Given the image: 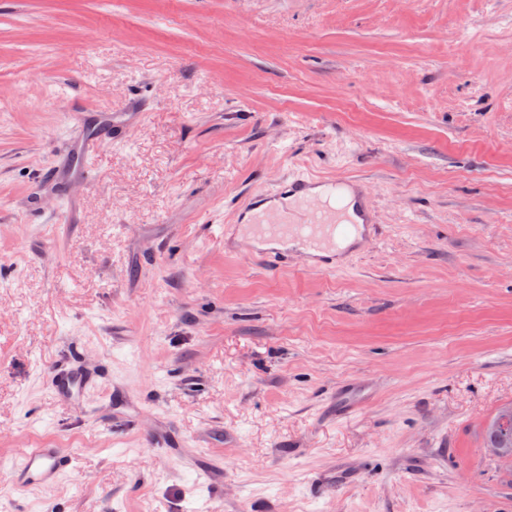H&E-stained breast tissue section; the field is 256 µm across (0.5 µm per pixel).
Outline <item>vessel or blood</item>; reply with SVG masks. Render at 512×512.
I'll use <instances>...</instances> for the list:
<instances>
[{
  "label": "vessel or blood",
  "instance_id": "vessel-or-blood-1",
  "mask_svg": "<svg viewBox=\"0 0 512 512\" xmlns=\"http://www.w3.org/2000/svg\"><path fill=\"white\" fill-rule=\"evenodd\" d=\"M249 213L239 229L246 241L264 245L262 257L270 266L287 261L282 245L293 241L301 244L308 267L320 271L331 269V257L361 225L376 221L367 183L349 177L328 181L303 172L289 174L271 192L251 196ZM99 377L96 368L74 359L54 373L51 390L72 401L95 387ZM72 462L65 449L33 448L11 465L8 478L19 490L49 487Z\"/></svg>",
  "mask_w": 512,
  "mask_h": 512
}]
</instances>
